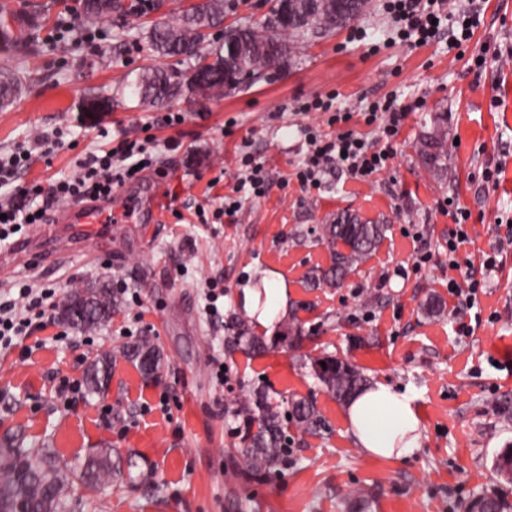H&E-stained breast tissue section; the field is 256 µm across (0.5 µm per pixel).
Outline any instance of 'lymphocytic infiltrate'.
<instances>
[{"mask_svg": "<svg viewBox=\"0 0 512 512\" xmlns=\"http://www.w3.org/2000/svg\"><path fill=\"white\" fill-rule=\"evenodd\" d=\"M400 40L424 45L436 37L441 27H455L448 46L455 49L470 41L480 22L475 6L455 7L450 0H384ZM411 110L410 105L388 96L373 102L365 121L377 124L379 133L366 140L346 133L326 137L314 128H307L308 152L296 178L301 185L317 184L323 169L336 165L350 175L370 179L385 172L394 158L393 140ZM145 147L139 140L125 138L103 153H90L77 164L73 176L54 181L49 187L36 186L12 192L7 202H0V244L21 230L23 224L44 223L49 206L58 202H79L111 197L113 190L137 179L138 156ZM56 291L22 281L18 295L0 298V348L31 335L44 325L49 300Z\"/></svg>", "mask_w": 512, "mask_h": 512, "instance_id": "lymphocytic-infiltrate-1", "label": "lymphocytic infiltrate"}]
</instances>
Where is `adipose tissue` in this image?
I'll use <instances>...</instances> for the list:
<instances>
[{
	"mask_svg": "<svg viewBox=\"0 0 512 512\" xmlns=\"http://www.w3.org/2000/svg\"><path fill=\"white\" fill-rule=\"evenodd\" d=\"M263 289L243 286L236 294L258 325H272L288 313V291L282 283L262 272ZM345 419L358 448L369 456L401 458L418 448L422 436L419 412L408 394L384 383L367 385L347 403Z\"/></svg>",
	"mask_w": 512,
	"mask_h": 512,
	"instance_id": "ef3b65f1",
	"label": "adipose tissue"
}]
</instances>
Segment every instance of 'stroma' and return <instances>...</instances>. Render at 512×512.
I'll return each mask as SVG.
<instances>
[{
  "label": "stroma",
  "mask_w": 512,
  "mask_h": 512,
  "mask_svg": "<svg viewBox=\"0 0 512 512\" xmlns=\"http://www.w3.org/2000/svg\"><path fill=\"white\" fill-rule=\"evenodd\" d=\"M76 0H0L15 20L38 17L39 51H0V68L33 73L15 105L0 112V156L42 133L63 131V143L19 171L22 187L48 185L74 173L77 160L112 148L131 133L148 140L153 162L137 180L118 187L113 210H135L129 224H90L96 263L74 257L51 265L50 251L71 250V227L43 236L23 227L12 244H26L24 265L0 277V293L18 280L56 288L104 277L125 281L119 314L93 333L58 321L29 336L24 347L0 350V448L55 449L60 462L113 449V466L136 463L146 483L118 474L96 490L75 486L83 512H468L473 498L498 494L512 501V479L494 462L512 447V246L500 247L512 222V0H479L481 24L464 51L447 34L413 47L392 41L382 4L327 35L299 44L275 77L210 98L193 95L156 108L133 101L108 112H82L93 94L115 95L126 76L149 58L145 39L127 37L133 20L113 16L82 30L71 46L60 26L62 4ZM504 54L484 71L471 57L486 42ZM335 94L353 112L342 129L368 138L375 127L361 114L387 95L422 101L398 135L390 169L367 182L327 167L318 187L295 176L306 152L304 129L326 128L320 112H299L298 100ZM448 117V175L433 177L416 142L434 113ZM178 123H168L171 115ZM264 162L271 184L265 197L243 198L236 221L224 217L223 198L238 185L237 158ZM495 171L483 183L478 171ZM467 209L476 253L460 252L448 268V235L455 224L443 199ZM204 217H197V208ZM389 226L381 245L337 288L312 287L311 273L332 266L335 246L321 226L339 211ZM431 259L413 268L416 252ZM496 258L486 271L481 253ZM278 273L288 287V314L263 334L290 331L249 356L231 343L232 319L244 317L235 295L256 272ZM486 280L480 323L456 336L458 315L448 278ZM224 290L214 320L203 314L207 282ZM142 336L151 337L167 365L144 381L117 361L104 395L83 384L91 359ZM331 354L414 396L421 411L420 448L403 458L364 454L349 432L345 404L313 376L311 362ZM275 398L313 400L325 430L289 427L288 463L280 474L246 479L232 470L240 455L226 411L253 387Z\"/></svg>",
  "instance_id": "35a3bbf8"
}]
</instances>
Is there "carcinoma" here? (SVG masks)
Here are the masks:
<instances>
[{
	"mask_svg": "<svg viewBox=\"0 0 512 512\" xmlns=\"http://www.w3.org/2000/svg\"><path fill=\"white\" fill-rule=\"evenodd\" d=\"M224 0H200L173 21H155L148 25L145 38L157 59L177 58L188 66L181 71L160 65L142 68L126 82L132 97L155 106H163L187 94L222 97L241 87V78L250 75L258 81L270 71L283 68L300 40L310 33L329 34L355 21L370 8V0H274L262 22L231 26L224 41L210 48V30L224 21ZM82 17L91 24L109 21L112 15L143 17L155 9L150 0H131L122 5L116 0H82ZM35 31L15 30L8 17H0V49L18 45L35 46ZM27 78L10 69L0 73V108L9 107ZM418 155L428 171L443 179L448 170V118L443 112L431 119L430 129L420 136ZM387 225L348 211L336 214L323 225L322 235L333 244L346 247L336 253L334 264L318 283L338 286L347 274L370 255L385 237ZM67 301L74 312L64 321L84 333L94 332L112 320L121 310V301L105 279L71 289ZM235 345L248 355H260L269 349L266 337L252 332L244 320L234 322ZM123 359L134 365L146 381L162 376L164 357L150 337L127 342L115 352L93 358L85 372L84 383L91 395L103 393L112 377L113 362ZM326 366H321V363ZM315 378L339 400H346L364 386L365 376L352 364L332 355L312 362ZM238 423L242 465L240 470L252 476H264L286 464L288 435L284 420L291 419L305 433L316 434L325 421L315 404L294 399L287 408L263 390L256 388L237 398L230 409ZM112 475V449L100 448L84 460L60 465L51 448H8L0 453V512H77L79 503L71 489L80 483L98 485ZM472 506L482 512H512V504L498 496L479 495Z\"/></svg>",
	"mask_w": 512,
	"mask_h": 512,
	"instance_id": "carcinoma-1",
	"label": "carcinoma"
}]
</instances>
